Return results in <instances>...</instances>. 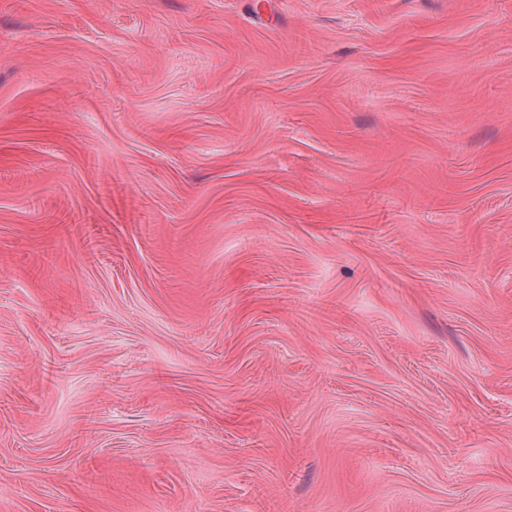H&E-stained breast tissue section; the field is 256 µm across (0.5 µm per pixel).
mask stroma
Returning <instances> with one entry per match:
<instances>
[{
    "label": "stroma",
    "instance_id": "1",
    "mask_svg": "<svg viewBox=\"0 0 512 512\" xmlns=\"http://www.w3.org/2000/svg\"><path fill=\"white\" fill-rule=\"evenodd\" d=\"M0 512H512V0H0Z\"/></svg>",
    "mask_w": 512,
    "mask_h": 512
}]
</instances>
